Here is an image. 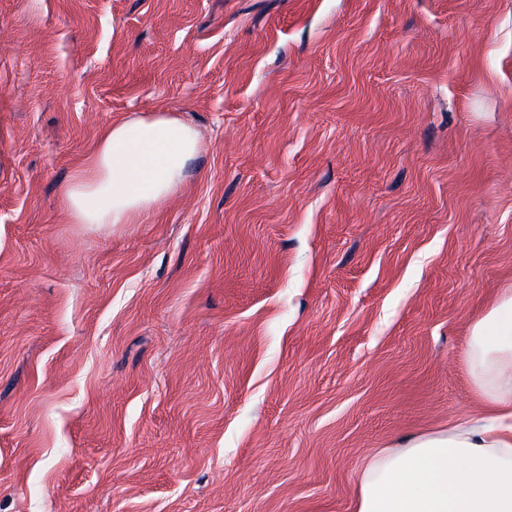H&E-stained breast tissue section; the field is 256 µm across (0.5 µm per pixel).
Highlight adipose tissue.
<instances>
[{"instance_id":"1","label":"adipose tissue","mask_w":512,"mask_h":512,"mask_svg":"<svg viewBox=\"0 0 512 512\" xmlns=\"http://www.w3.org/2000/svg\"><path fill=\"white\" fill-rule=\"evenodd\" d=\"M198 148L195 130L172 117L109 126L65 187L72 222L137 223L177 191ZM466 361L492 417L378 450L362 471L356 512H512V290L473 325Z\"/></svg>"}]
</instances>
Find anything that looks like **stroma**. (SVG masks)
Instances as JSON below:
<instances>
[{
	"instance_id": "obj_1",
	"label": "stroma",
	"mask_w": 512,
	"mask_h": 512,
	"mask_svg": "<svg viewBox=\"0 0 512 512\" xmlns=\"http://www.w3.org/2000/svg\"><path fill=\"white\" fill-rule=\"evenodd\" d=\"M155 114L179 192L71 223ZM507 288L512 0H0V512H355ZM199 148L195 130L163 115L133 118L101 134L85 169L64 190L74 224H136L180 187Z\"/></svg>"
}]
</instances>
